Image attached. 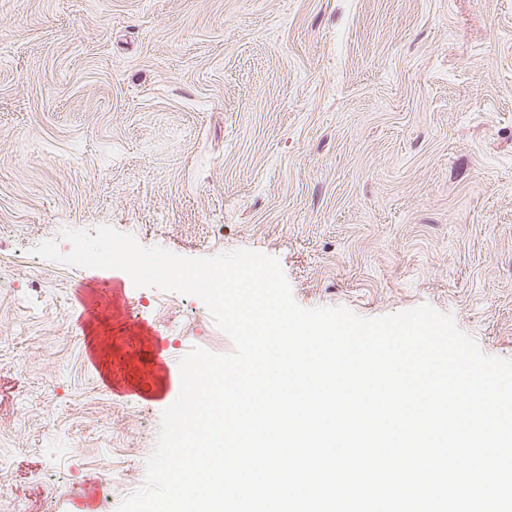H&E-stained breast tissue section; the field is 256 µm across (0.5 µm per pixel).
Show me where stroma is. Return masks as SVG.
Instances as JSON below:
<instances>
[{
    "instance_id": "35a3bbf8",
    "label": "stroma",
    "mask_w": 512,
    "mask_h": 512,
    "mask_svg": "<svg viewBox=\"0 0 512 512\" xmlns=\"http://www.w3.org/2000/svg\"><path fill=\"white\" fill-rule=\"evenodd\" d=\"M103 225L512 359V0H0V512H116L181 358L234 349L197 297L34 252Z\"/></svg>"
}]
</instances>
